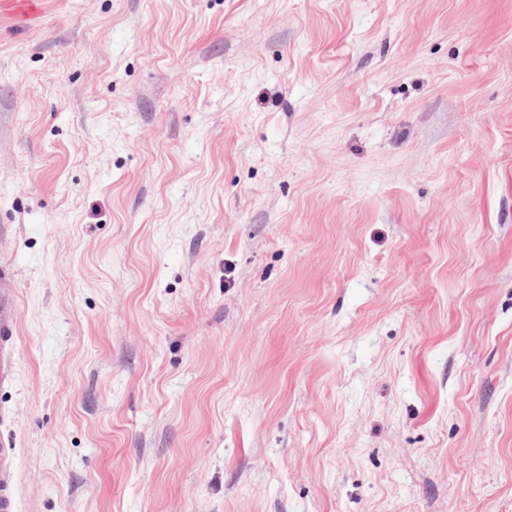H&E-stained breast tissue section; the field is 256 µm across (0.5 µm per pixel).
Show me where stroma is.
I'll return each instance as SVG.
<instances>
[{
  "label": "stroma",
  "instance_id": "obj_1",
  "mask_svg": "<svg viewBox=\"0 0 512 512\" xmlns=\"http://www.w3.org/2000/svg\"><path fill=\"white\" fill-rule=\"evenodd\" d=\"M21 512H512V0H0Z\"/></svg>",
  "mask_w": 512,
  "mask_h": 512
}]
</instances>
